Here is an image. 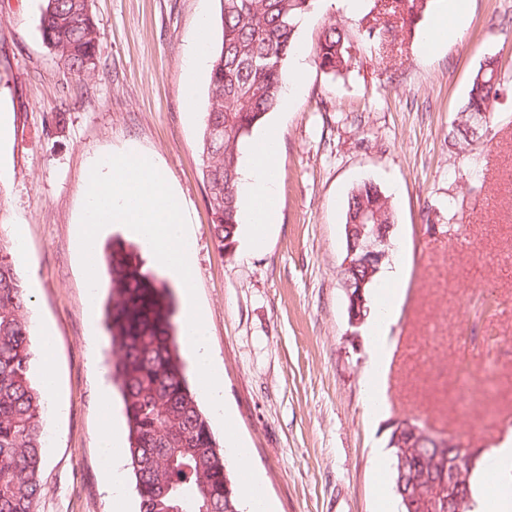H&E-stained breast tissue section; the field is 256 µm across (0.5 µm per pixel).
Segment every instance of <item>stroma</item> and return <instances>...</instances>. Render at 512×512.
I'll list each match as a JSON object with an SVG mask.
<instances>
[{"label":"stroma","instance_id":"35a3bbf8","mask_svg":"<svg viewBox=\"0 0 512 512\" xmlns=\"http://www.w3.org/2000/svg\"><path fill=\"white\" fill-rule=\"evenodd\" d=\"M97 66L57 65L38 31L40 0H0V107L12 117L0 184V239L27 294L32 333L50 325L59 398L50 404L34 512H113L97 447L108 338L89 317L74 237L89 164L130 148L154 152L180 193L196 244L197 300L223 365L224 404L276 512H375L374 452L388 422L413 418L467 448L512 429V94L466 151L452 131L484 57L512 81V0H467L461 34L434 52L423 34L364 43L332 77L314 47L325 23L363 37L362 0L349 15L321 0L297 34L305 77L268 125L281 138L279 216L257 250L214 238L198 149L208 79L182 94L183 54L207 11L221 42L218 0H90ZM370 179L397 214L403 299L390 325L388 409L365 410L370 338L348 322L340 279L348 196Z\"/></svg>","mask_w":512,"mask_h":512}]
</instances>
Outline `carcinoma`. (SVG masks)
I'll return each mask as SVG.
<instances>
[{
  "label": "carcinoma",
  "mask_w": 512,
  "mask_h": 512,
  "mask_svg": "<svg viewBox=\"0 0 512 512\" xmlns=\"http://www.w3.org/2000/svg\"><path fill=\"white\" fill-rule=\"evenodd\" d=\"M221 44L210 60L208 109L202 132V176L219 247L236 242L243 148L274 111L285 86V63L296 31L319 0H219ZM427 0H395L393 11L413 18ZM40 33L58 63L77 76L96 67L98 25L87 0H42ZM359 47L343 25H324L314 48L327 74L348 71ZM467 100L453 130L458 143L486 134L473 117L492 112L503 93L499 60L487 56L470 77ZM222 127L214 138L211 128ZM378 224L396 223V211L372 181L348 199L347 224L362 211ZM0 239V512H34L44 463V399L32 378L35 350L25 316V293ZM110 285L106 310L110 369L123 402L139 512H245L230 478L235 461L218 446L210 421L188 386L178 353L174 298L165 281L138 271L123 249L105 255ZM387 447L400 512H411L401 484L431 482L448 469L453 449L400 427Z\"/></svg>",
  "instance_id": "obj_1"
}]
</instances>
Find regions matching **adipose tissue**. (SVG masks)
<instances>
[{
    "instance_id": "1",
    "label": "adipose tissue",
    "mask_w": 512,
    "mask_h": 512,
    "mask_svg": "<svg viewBox=\"0 0 512 512\" xmlns=\"http://www.w3.org/2000/svg\"><path fill=\"white\" fill-rule=\"evenodd\" d=\"M208 21L199 17L197 33L187 49L183 66L186 82L183 98L193 104L195 82L208 60ZM279 135L266 132L251 148L248 164L243 172L244 211L256 241H263L266 229L272 224L278 206ZM401 266L390 269L377 293L376 307L366 316V331L371 340L367 368L368 406L372 416L385 414L386 396L384 379L390 358L388 324L399 300L398 284ZM496 468L480 474V485L488 492L476 501L475 512H512V435L501 439L494 448Z\"/></svg>"
}]
</instances>
